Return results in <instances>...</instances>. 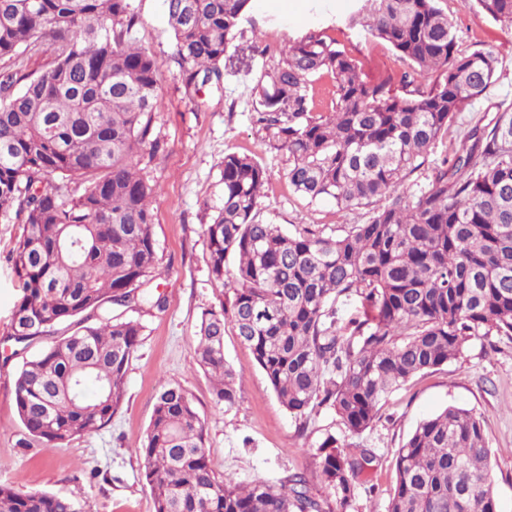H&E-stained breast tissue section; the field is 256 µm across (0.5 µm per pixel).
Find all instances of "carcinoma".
Returning a JSON list of instances; mask_svg holds the SVG:
<instances>
[{
  "label": "carcinoma",
  "mask_w": 512,
  "mask_h": 512,
  "mask_svg": "<svg viewBox=\"0 0 512 512\" xmlns=\"http://www.w3.org/2000/svg\"><path fill=\"white\" fill-rule=\"evenodd\" d=\"M187 92L224 76L250 0H164ZM512 31V0H475ZM132 0H0V215L24 225L9 257L21 290L9 335L20 350L49 340L14 378L25 434L60 446L95 432L122 406L144 332L162 310L152 202L136 157L154 156L160 67L138 44ZM356 30L408 69L366 70ZM53 60L24 73L16 59ZM492 51L460 49L438 0H359L339 26H314L256 80L252 119L288 152V184L311 202L368 209L363 224L292 232L258 217L265 167L229 152L224 197L205 235L211 281L231 290L202 313L195 354L215 400L237 403L224 336L248 347L282 405L307 423L326 408L360 435L413 378L459 358L473 336L512 338V102L477 121L419 193L405 187L437 142L496 81ZM79 184L72 194L64 189ZM357 297L344 321L339 305ZM330 432L318 478L346 512L374 461ZM153 512H335L303 473L243 485L218 474L185 389L154 398L139 449ZM0 512H75L51 493L0 486ZM388 512H496L491 449L479 418L449 406L422 421L397 455Z\"/></svg>",
  "instance_id": "1"
}]
</instances>
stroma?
<instances>
[{"mask_svg": "<svg viewBox=\"0 0 512 512\" xmlns=\"http://www.w3.org/2000/svg\"><path fill=\"white\" fill-rule=\"evenodd\" d=\"M142 23L135 36L156 58L160 83L153 133L162 145L140 163L157 186L154 237L165 310L142 313L141 345L128 368L121 409L106 427L60 448L27 441L14 403V377L40 345L17 352L8 335L20 291L7 263L22 225L0 216V484L43 490L73 503L76 512H153L144 477L142 446L161 386H182L205 423L213 469L238 482L276 481L297 471L316 479L317 442L325 430L340 431L332 411L312 414L299 425L280 403L250 350L234 335L224 338V359L236 374L238 401L216 403L211 381L195 357L197 324L217 306L222 291L210 280L205 226L223 198L220 162L225 153L255 155L268 172L259 218L292 230L297 224L336 228L359 224L363 211H341L327 201L308 203L288 185V155L266 148L252 120L251 90L262 67L278 58L290 39L308 28L350 13L354 0H251L240 33L224 59L220 87L187 95L174 59L164 0H135ZM453 20L462 50H491L498 57L496 81L487 98L463 113L446 141L406 182L424 187L433 166L470 125L490 120L498 101L512 102V33L479 12L475 0H440ZM471 410L483 422L495 464L497 512H512V339L475 336L461 357L420 376L384 402L373 426L345 436L347 448H367L374 462L356 482L349 512H387L396 482V455L416 426L448 406Z\"/></svg>", "mask_w": 512, "mask_h": 512, "instance_id": "obj_1", "label": "stroma"}]
</instances>
